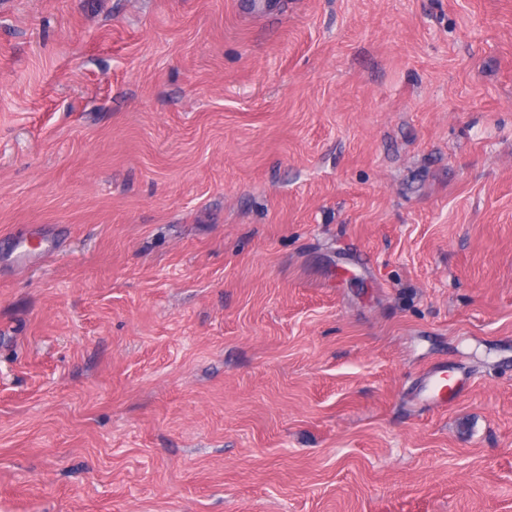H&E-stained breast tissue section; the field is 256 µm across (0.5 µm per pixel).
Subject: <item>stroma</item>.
Here are the masks:
<instances>
[{
	"mask_svg": "<svg viewBox=\"0 0 512 512\" xmlns=\"http://www.w3.org/2000/svg\"><path fill=\"white\" fill-rule=\"evenodd\" d=\"M0 512H512V0H0ZM448 375L436 367L429 369L421 377L418 391V399L422 402H429L435 407L448 405V401L454 398L452 388L448 389Z\"/></svg>",
	"mask_w": 512,
	"mask_h": 512,
	"instance_id": "stroma-1",
	"label": "stroma"
}]
</instances>
